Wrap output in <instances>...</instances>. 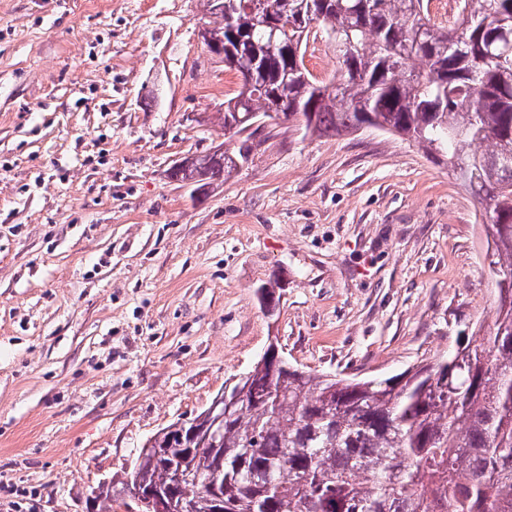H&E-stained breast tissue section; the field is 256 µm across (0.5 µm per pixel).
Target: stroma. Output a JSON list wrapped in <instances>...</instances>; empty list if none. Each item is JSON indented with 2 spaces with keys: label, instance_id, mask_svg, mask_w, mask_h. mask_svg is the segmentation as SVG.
<instances>
[{
  "label": "stroma",
  "instance_id": "stroma-1",
  "mask_svg": "<svg viewBox=\"0 0 512 512\" xmlns=\"http://www.w3.org/2000/svg\"><path fill=\"white\" fill-rule=\"evenodd\" d=\"M201 15L0 0V512H86L269 346L382 379L494 319L480 205L411 141L282 123L200 200L168 179L240 82Z\"/></svg>",
  "mask_w": 512,
  "mask_h": 512
}]
</instances>
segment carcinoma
<instances>
[{"instance_id": "obj_1", "label": "carcinoma", "mask_w": 512, "mask_h": 512, "mask_svg": "<svg viewBox=\"0 0 512 512\" xmlns=\"http://www.w3.org/2000/svg\"><path fill=\"white\" fill-rule=\"evenodd\" d=\"M246 2L203 0L208 52L249 70L224 98L227 141L280 114L305 137L373 127L448 159L495 240L494 320L411 375L355 382L255 366L229 388L245 410L224 419V512H512V278L500 276L512 272V0H473L450 23L433 21L431 0H265L256 12ZM315 25L336 45L335 81L305 64ZM258 131L192 154L168 178L200 198L247 162ZM209 424L203 411L163 428L167 461L189 452L193 470L209 469ZM141 479L168 489L170 467L146 466ZM126 484L111 481L99 512ZM174 492L213 512L195 482Z\"/></svg>"}]
</instances>
